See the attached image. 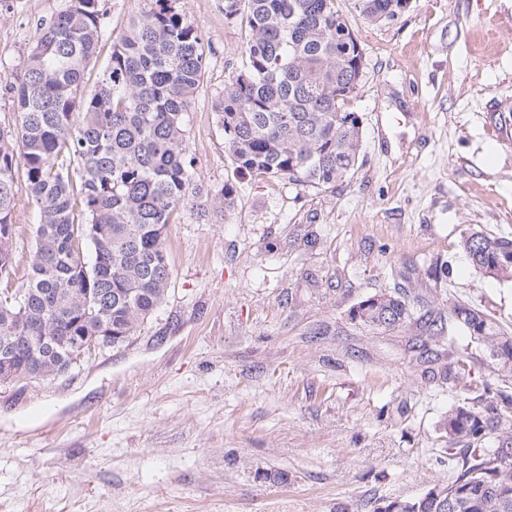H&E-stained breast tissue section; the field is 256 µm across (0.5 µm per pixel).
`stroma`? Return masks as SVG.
Listing matches in <instances>:
<instances>
[{"mask_svg": "<svg viewBox=\"0 0 512 512\" xmlns=\"http://www.w3.org/2000/svg\"><path fill=\"white\" fill-rule=\"evenodd\" d=\"M17 2L0 13L6 131L17 113L2 84L64 5ZM179 6L208 56L187 150L206 191L234 184V206L168 225L169 296L128 346L0 383V512H358L448 483V411L512 396V379L462 330H373L349 312L396 291L414 315L461 302L512 337V281L476 272L460 247L475 230L512 235V144L498 131L512 0H411L386 25L336 0L366 58L350 102L363 142L353 176L327 190L235 173L213 105L247 30L223 0ZM15 182L17 288L37 213Z\"/></svg>", "mask_w": 512, "mask_h": 512, "instance_id": "35a3bbf8", "label": "stroma"}]
</instances>
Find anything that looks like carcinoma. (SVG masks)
Instances as JSON below:
<instances>
[{
    "mask_svg": "<svg viewBox=\"0 0 512 512\" xmlns=\"http://www.w3.org/2000/svg\"><path fill=\"white\" fill-rule=\"evenodd\" d=\"M176 2L144 0L90 86L85 69L106 33L104 11L100 0H66L37 27L23 71L5 85L18 125L0 129V279L14 271L16 173L38 212L24 308L0 297V357L18 381L57 377L75 336L114 347L135 339L168 298V224L187 208L208 216L185 130L208 59ZM353 8L388 24L410 0H353ZM224 19L248 27L214 103L234 171L316 189L349 178L363 139L349 102L365 57L335 0H224ZM235 193L224 184L210 207L231 208ZM461 248L476 271L512 279L511 237L472 232ZM350 317L387 331L412 312L401 294L380 292ZM453 324L491 347L495 371L512 377V339L499 336L491 315L456 304L424 322L429 336ZM501 398L503 408L463 405L443 422L451 441L467 443L447 484L448 512H512V398ZM492 435L507 462L473 447Z\"/></svg>",
    "mask_w": 512,
    "mask_h": 512,
    "instance_id": "obj_1",
    "label": "carcinoma"
}]
</instances>
